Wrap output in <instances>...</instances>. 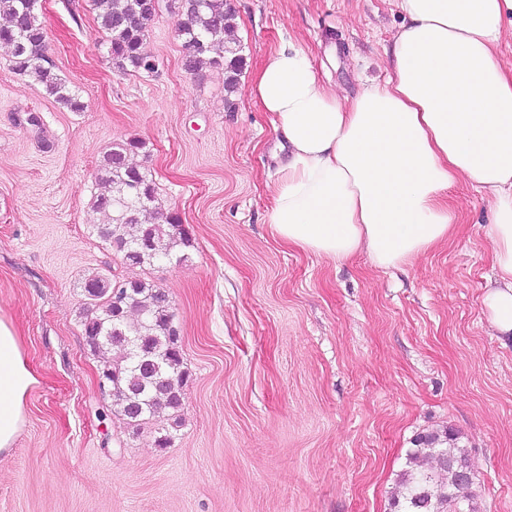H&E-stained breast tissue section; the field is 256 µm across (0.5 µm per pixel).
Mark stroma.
<instances>
[{
  "instance_id": "obj_1",
  "label": "stroma",
  "mask_w": 512,
  "mask_h": 512,
  "mask_svg": "<svg viewBox=\"0 0 512 512\" xmlns=\"http://www.w3.org/2000/svg\"><path fill=\"white\" fill-rule=\"evenodd\" d=\"M246 64L183 67L173 0L123 74L89 0H40L48 54L81 102L73 112L12 68L0 45V315L37 383L0 456V512H393L413 439L461 436L480 512H512V340L483 306L494 279L486 200L448 190V242L399 269L282 243L267 222L283 137L250 95L282 39L320 78L354 94L383 82L402 17L390 0H232ZM39 115L42 133L22 120ZM146 141L160 213L178 214L187 261L129 267L93 232L96 171L112 145ZM163 288L189 377L181 425L130 428L97 385L84 279Z\"/></svg>"
}]
</instances>
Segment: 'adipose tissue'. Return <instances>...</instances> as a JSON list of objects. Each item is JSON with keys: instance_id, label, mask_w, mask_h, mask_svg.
I'll return each instance as SVG.
<instances>
[{"instance_id": "adipose-tissue-1", "label": "adipose tissue", "mask_w": 512, "mask_h": 512, "mask_svg": "<svg viewBox=\"0 0 512 512\" xmlns=\"http://www.w3.org/2000/svg\"><path fill=\"white\" fill-rule=\"evenodd\" d=\"M404 17L386 79L354 96L317 75L288 40L250 93L288 142L268 222L288 246L381 269L411 263L455 231L446 200L458 180L490 202L492 325L512 335V67L497 57L512 0H394ZM37 379L0 317V453L25 423Z\"/></svg>"}]
</instances>
